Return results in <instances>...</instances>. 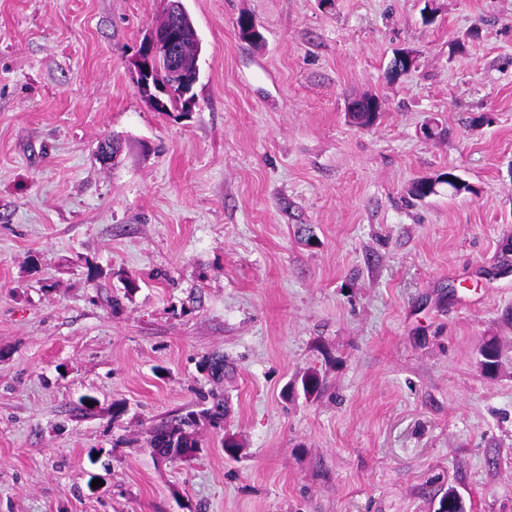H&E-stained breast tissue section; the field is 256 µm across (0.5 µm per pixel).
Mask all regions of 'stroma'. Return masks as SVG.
<instances>
[{"label": "stroma", "instance_id": "obj_1", "mask_svg": "<svg viewBox=\"0 0 512 512\" xmlns=\"http://www.w3.org/2000/svg\"><path fill=\"white\" fill-rule=\"evenodd\" d=\"M181 3L164 114L133 60L169 0H0V512H512V0ZM448 170L474 193L411 195ZM215 351L223 426L158 459ZM158 27L164 31H172V42L179 60V67L174 68L177 64L175 61L174 67L172 66V59L163 47L155 49L152 53L147 52L155 77L171 87V92L164 99L162 107L155 110L184 112L186 93L191 92V95H194L193 88L199 76L197 64L200 52L199 40L188 15L180 19L170 15L165 16Z\"/></svg>", "mask_w": 512, "mask_h": 512}]
</instances>
